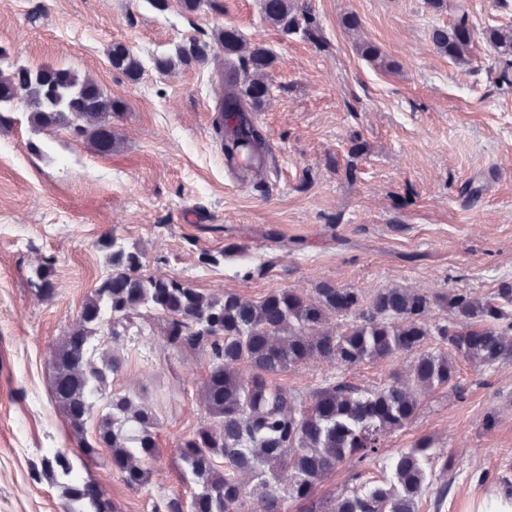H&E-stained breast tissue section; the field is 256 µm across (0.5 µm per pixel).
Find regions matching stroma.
I'll return each instance as SVG.
<instances>
[{
  "label": "stroma",
  "mask_w": 512,
  "mask_h": 512,
  "mask_svg": "<svg viewBox=\"0 0 512 512\" xmlns=\"http://www.w3.org/2000/svg\"><path fill=\"white\" fill-rule=\"evenodd\" d=\"M459 0H308L314 34L270 25L263 0H0V69L67 68L122 103L116 143L101 154L64 130L33 128L23 106L0 132V512H67L58 484L40 476L49 451L101 486L119 512H153L190 497L178 442L209 418L201 403L209 358L170 345L158 320L133 316L104 351L120 357L110 392L157 416L159 453L142 489L81 460L50 393L51 358L107 273L100 239L140 251L145 273L181 279L220 297L256 300L322 281L372 294L402 287L436 295L494 294L512 284V87L499 85L492 26L512 25V0H466L474 53L454 63L432 40L455 21ZM357 18L358 30L345 26ZM218 28L268 49L273 92L257 112L271 156L265 179L240 187L224 169L214 128L224 56ZM209 43L208 59L159 72L178 46ZM377 46L390 69L365 60ZM142 62L115 69L113 44ZM219 264L199 263L202 252ZM52 260L55 292L29 279ZM405 358L336 368L302 365L279 381L303 395L329 377L377 385ZM463 398L439 390L417 417L388 434L393 454L414 440L457 459L442 512H486L512 481V365L459 362Z\"/></svg>",
  "instance_id": "1"
}]
</instances>
